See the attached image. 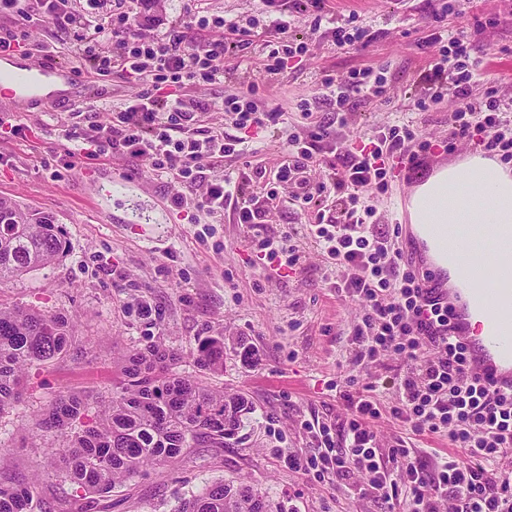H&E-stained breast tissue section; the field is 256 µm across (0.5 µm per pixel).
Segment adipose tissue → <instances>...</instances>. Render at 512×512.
<instances>
[{"instance_id":"1","label":"adipose tissue","mask_w":512,"mask_h":512,"mask_svg":"<svg viewBox=\"0 0 512 512\" xmlns=\"http://www.w3.org/2000/svg\"><path fill=\"white\" fill-rule=\"evenodd\" d=\"M415 224H512V174L475 157L429 177L409 205Z\"/></svg>"}]
</instances>
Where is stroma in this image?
I'll list each match as a JSON object with an SVG mask.
<instances>
[{"mask_svg": "<svg viewBox=\"0 0 512 512\" xmlns=\"http://www.w3.org/2000/svg\"><path fill=\"white\" fill-rule=\"evenodd\" d=\"M91 2L72 0L71 7L104 24L129 14L137 32L154 36L190 22L196 7V0H164L156 11L146 0H105L97 11ZM448 2L328 0L336 25L352 15L367 29L364 43L337 48L327 29H314L311 16L301 17L291 34L306 43V54L269 76L258 69L257 59L262 42L276 33L261 24L249 48L228 55L231 80L191 87L187 93L219 103L241 83L257 82L266 91V108H286L289 124L300 133L308 126L300 100H311L312 112L323 111L314 102L323 75L343 79L381 66L386 95L352 98L344 125L336 129L338 148L369 143L380 127L400 120L412 122L432 143L434 156L460 160L465 143L445 149L455 99L442 95L427 111L415 106L422 91L419 77L430 61L417 44L431 33L434 13ZM22 7L19 13L0 14V27L26 30L40 43L59 40V33L38 15L36 0H24ZM447 23L471 33L472 54L485 76L512 98V0H467L465 9L449 13ZM93 85L105 95L94 111L74 117L72 98L86 90L80 84L72 87L71 98L28 103L20 116L21 134L0 133V196L53 215L69 242L59 262L1 288L0 305L67 315L76 322L79 343L71 357L32 368L23 401L0 413V482L41 473L39 499L63 512L70 487L47 470L46 451L64 445L66 437L36 434L37 416L63 391L110 395L118 381L114 361L128 349L163 341L182 353L180 371L192 374L196 368L189 353L196 339L224 335L245 338L253 348L246 361L226 352L223 374L212 379L253 403L239 440L221 448L189 449L173 466L147 467L144 476L112 495L110 512H170L178 497L202 492L218 479L261 490L278 512H382L374 495L361 494L355 480L319 483L280 458L284 450L301 456L315 452L318 442L303 421L330 424L344 415L347 402L333 386L350 370V332L361 313L357 303L330 288L322 258L308 239L297 237L304 258L291 270H272L249 249L253 233L278 234L307 224L308 213L292 199L294 185H277L268 223L252 229L238 223L230 207L217 223L172 210L169 198L176 183L154 175L145 158L80 155L71 168L62 169L60 158L65 150L76 149L78 134L92 123L110 124L113 106L137 91L118 72ZM283 161L284 147L271 128L249 135L241 155L216 154L204 158L202 166L208 177L230 174L249 195L263 185L257 168L271 179ZM117 170L123 179L114 178ZM143 300L156 308V320L140 317ZM375 429L382 447L404 440L429 463L449 450L447 437L412 434L386 414Z\"/></svg>", "mask_w": 512, "mask_h": 512, "instance_id": "obj_1", "label": "stroma"}]
</instances>
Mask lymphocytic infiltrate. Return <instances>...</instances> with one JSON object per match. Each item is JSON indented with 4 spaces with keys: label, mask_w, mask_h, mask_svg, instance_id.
Listing matches in <instances>:
<instances>
[{
    "label": "lymphocytic infiltrate",
    "mask_w": 512,
    "mask_h": 512,
    "mask_svg": "<svg viewBox=\"0 0 512 512\" xmlns=\"http://www.w3.org/2000/svg\"><path fill=\"white\" fill-rule=\"evenodd\" d=\"M67 2L38 0V6L44 22L69 34L68 50L77 73L101 78L117 70L140 86L134 98L114 110L109 125L93 126L84 135L83 154L149 158L154 174L173 177L179 185L169 199L172 208L218 219L231 204L239 223L262 224L265 208L254 199L236 200L229 175L202 178L198 162L203 156L235 154L241 144L226 137L223 127L206 129L202 123L219 107L237 129L258 132L284 123V112L260 110V87L253 82L240 85L219 105L183 93L190 85L223 83L227 43L245 45L251 26L203 6L189 25L174 26L161 37L146 36L132 33L126 15L109 27L81 21L67 10ZM263 4L276 13L271 25L278 39L266 41L260 56L261 70L272 75L289 58L304 53L305 45L287 38L288 0ZM215 29L223 30V39H209ZM422 46L433 51L428 81L446 87L460 104L448 131L449 144L469 140L511 162L512 103L494 85L486 86L481 102L470 100L479 68L470 37L437 25ZM384 91L383 78L365 68L352 72L344 85L324 75L318 96L341 108L350 96H379ZM328 129L319 122L307 136L287 133L284 144L294 163L281 165L276 179L300 189L307 205H321L333 192L344 196L334 220H325L319 212L307 228L323 257L329 284L363 310L351 331L353 373L336 386L347 391L358 373L394 356L399 361L393 381L396 400L385 409L372 395L347 391V415L336 424L319 426L321 450L306 457L290 452L284 461L316 480L364 474L387 512H438L442 499L448 502V512H512V391L468 379V349L453 337L451 310L422 291L424 274L402 261L398 232L375 224V212L365 204L367 198L387 192L391 160L418 159L432 144L402 122L379 130L370 145L326 159L320 144L328 138ZM323 165L337 170V177L328 184H311L308 171ZM251 243L259 258L282 260L291 268L302 262L293 231L255 237ZM385 411L415 434L447 437L451 447L465 451L469 465L451 455L423 464L401 442L381 450L373 422Z\"/></svg>",
    "instance_id": "obj_1"
}]
</instances>
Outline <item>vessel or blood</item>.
I'll use <instances>...</instances> for the list:
<instances>
[{
  "label": "vessel or blood",
  "mask_w": 512,
  "mask_h": 512,
  "mask_svg": "<svg viewBox=\"0 0 512 512\" xmlns=\"http://www.w3.org/2000/svg\"><path fill=\"white\" fill-rule=\"evenodd\" d=\"M78 84L72 68L56 61L26 67L11 84L0 82L1 97H39L47 80ZM402 260L431 273L430 287L453 311V335L468 347L472 378L512 390V269L498 251L512 245L511 224H450L444 235L426 240L411 224H401Z\"/></svg>",
  "instance_id": "1"
}]
</instances>
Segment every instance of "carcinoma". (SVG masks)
<instances>
[{"instance_id":"carcinoma-1","label":"carcinoma","mask_w":512,"mask_h":512,"mask_svg":"<svg viewBox=\"0 0 512 512\" xmlns=\"http://www.w3.org/2000/svg\"><path fill=\"white\" fill-rule=\"evenodd\" d=\"M54 216L0 197V287L50 265L67 252ZM76 327L62 315L25 307H0V413L23 398L26 375L77 348ZM195 375L178 370L181 354L159 341L133 348L117 359L119 384L98 402L94 419L83 420L89 399L62 393L39 416L36 430L67 433L63 448L47 454L70 484L65 512H92L150 465L178 463L191 447L222 448L251 413L244 396L213 387L208 376L224 372V337L205 336L190 353ZM40 476L0 482V512H35ZM172 512H273L269 500L244 482L220 480L202 494L182 497Z\"/></svg>"}]
</instances>
